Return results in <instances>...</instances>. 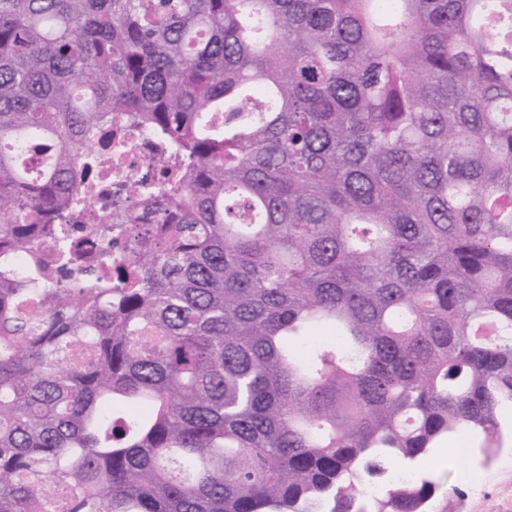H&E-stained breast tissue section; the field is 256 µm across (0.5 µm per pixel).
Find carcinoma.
Instances as JSON below:
<instances>
[{"instance_id": "obj_1", "label": "carcinoma", "mask_w": 512, "mask_h": 512, "mask_svg": "<svg viewBox=\"0 0 512 512\" xmlns=\"http://www.w3.org/2000/svg\"><path fill=\"white\" fill-rule=\"evenodd\" d=\"M505 408L512 0H0V512H425ZM160 159L158 141L146 131L132 132L128 142L119 151L112 146V165L101 167L99 171V177L108 188L106 198L102 202L96 201L99 213L111 219L118 215L113 201L118 187L129 181L141 179L149 172L169 175L170 167Z\"/></svg>"}]
</instances>
